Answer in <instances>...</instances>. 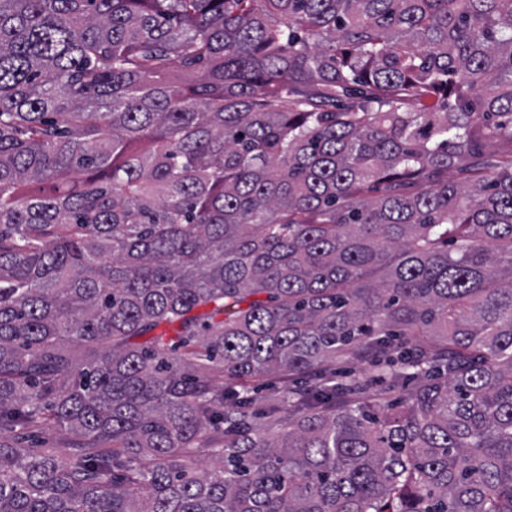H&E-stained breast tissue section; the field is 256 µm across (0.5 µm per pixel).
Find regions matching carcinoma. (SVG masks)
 Returning a JSON list of instances; mask_svg holds the SVG:
<instances>
[{"mask_svg": "<svg viewBox=\"0 0 512 512\" xmlns=\"http://www.w3.org/2000/svg\"><path fill=\"white\" fill-rule=\"evenodd\" d=\"M504 140L512 0H0V512H512ZM75 437L67 427L42 425L30 431L20 440L21 448H55L65 456L75 445Z\"/></svg>", "mask_w": 512, "mask_h": 512, "instance_id": "carcinoma-1", "label": "carcinoma"}]
</instances>
